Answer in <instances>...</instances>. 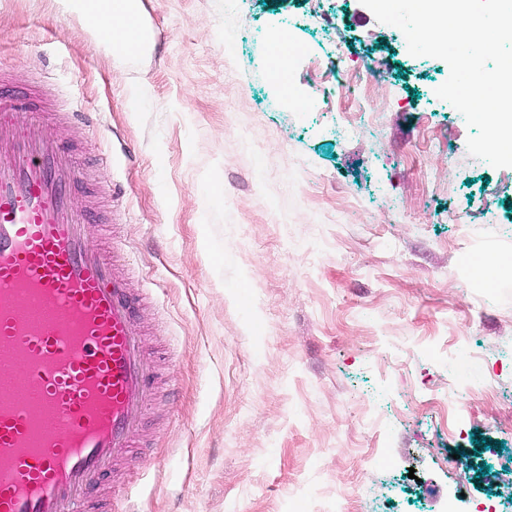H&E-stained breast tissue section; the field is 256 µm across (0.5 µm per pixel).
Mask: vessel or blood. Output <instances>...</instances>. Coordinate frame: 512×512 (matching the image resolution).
<instances>
[{"label":"vessel or blood","instance_id":"b4317fda","mask_svg":"<svg viewBox=\"0 0 512 512\" xmlns=\"http://www.w3.org/2000/svg\"><path fill=\"white\" fill-rule=\"evenodd\" d=\"M0 93V512H86L151 374L135 299L63 191L77 171Z\"/></svg>","mask_w":512,"mask_h":512}]
</instances>
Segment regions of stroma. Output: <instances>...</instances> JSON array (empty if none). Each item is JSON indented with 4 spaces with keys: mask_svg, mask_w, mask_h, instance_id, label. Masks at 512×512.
Segmentation results:
<instances>
[{
    "mask_svg": "<svg viewBox=\"0 0 512 512\" xmlns=\"http://www.w3.org/2000/svg\"><path fill=\"white\" fill-rule=\"evenodd\" d=\"M140 0L141 53L75 0H0V68L81 112L42 122L116 190L91 224L143 298L155 377L116 512H512V167L360 0ZM333 19L320 26L317 9ZM295 52L292 111L270 72ZM473 453L464 468L456 455Z\"/></svg>",
    "mask_w": 512,
    "mask_h": 512,
    "instance_id": "stroma-1",
    "label": "stroma"
}]
</instances>
